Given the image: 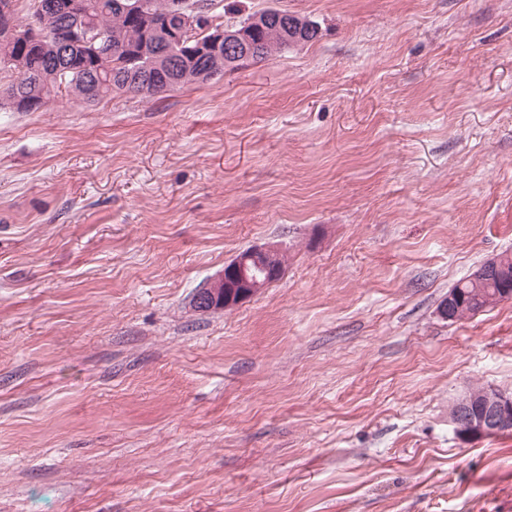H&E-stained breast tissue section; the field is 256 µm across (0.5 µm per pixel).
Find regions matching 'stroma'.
<instances>
[{
	"label": "stroma",
	"mask_w": 512,
	"mask_h": 512,
	"mask_svg": "<svg viewBox=\"0 0 512 512\" xmlns=\"http://www.w3.org/2000/svg\"><path fill=\"white\" fill-rule=\"evenodd\" d=\"M320 34L223 76L0 112V512H512V0H221ZM279 280L198 288L252 246ZM276 246H255L246 254L237 257L232 263L224 267V271L216 278L200 288L195 296V303L201 305L199 310L224 309L233 307L243 300L261 291L274 277L277 264L283 273L285 258ZM271 267H274L272 270ZM260 274L265 275L264 278ZM505 255L510 276L502 277L491 275L483 279V277L493 272H498L506 266L502 255L486 260L469 277L472 281L483 280L477 283H473L467 279L459 282L449 291L451 293H448V298L442 302L439 309L440 314L448 320H455L456 316V319H461L498 303V301H500L499 295H501L504 290H512V263L509 264V255ZM458 288H463L466 298L463 300L462 304H459L460 309L457 315L458 296L454 292L458 290ZM483 390L485 389L477 388L473 393L479 394ZM477 403H480L479 408ZM448 415L456 433L465 440L511 431L512 395L487 389L478 398L470 392L451 406Z\"/></svg>",
	"instance_id": "stroma-1"
}]
</instances>
